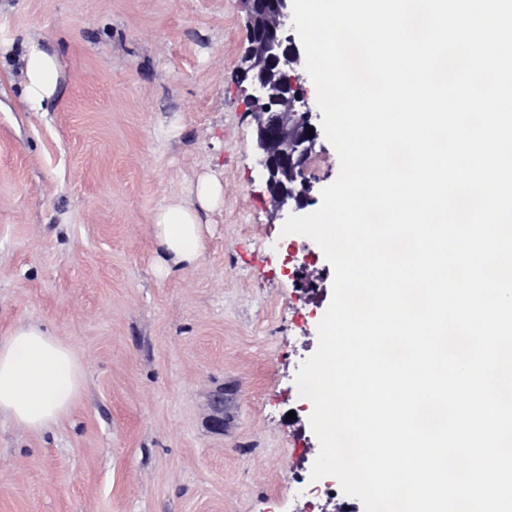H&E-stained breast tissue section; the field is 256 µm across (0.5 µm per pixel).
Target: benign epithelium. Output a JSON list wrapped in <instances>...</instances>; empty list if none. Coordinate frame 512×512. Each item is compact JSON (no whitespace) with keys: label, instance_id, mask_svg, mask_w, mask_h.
<instances>
[{"label":"benign epithelium","instance_id":"obj_1","mask_svg":"<svg viewBox=\"0 0 512 512\" xmlns=\"http://www.w3.org/2000/svg\"><path fill=\"white\" fill-rule=\"evenodd\" d=\"M248 42L242 58L258 107L252 112L260 164L278 215L305 209L312 201L309 164L317 136L307 130L312 108L302 86V60L285 36L288 0H246Z\"/></svg>","mask_w":512,"mask_h":512}]
</instances>
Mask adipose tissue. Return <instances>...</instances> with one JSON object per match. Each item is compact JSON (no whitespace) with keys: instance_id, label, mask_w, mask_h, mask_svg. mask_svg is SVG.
<instances>
[{"instance_id":"1","label":"adipose tissue","mask_w":512,"mask_h":512,"mask_svg":"<svg viewBox=\"0 0 512 512\" xmlns=\"http://www.w3.org/2000/svg\"><path fill=\"white\" fill-rule=\"evenodd\" d=\"M21 61L26 81L25 99L43 108L58 86L55 56L31 45ZM192 204L170 203L154 217L160 272L194 265L203 252L200 213L220 204L221 183L203 179L194 189ZM83 372L76 351L39 322L16 324L0 337V418L31 431L56 426L70 412L81 394Z\"/></svg>"}]
</instances>
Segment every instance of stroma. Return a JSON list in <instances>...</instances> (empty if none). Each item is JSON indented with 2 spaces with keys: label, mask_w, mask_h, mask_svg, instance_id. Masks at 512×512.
Returning <instances> with one entry per match:
<instances>
[{
  "label": "stroma",
  "mask_w": 512,
  "mask_h": 512,
  "mask_svg": "<svg viewBox=\"0 0 512 512\" xmlns=\"http://www.w3.org/2000/svg\"><path fill=\"white\" fill-rule=\"evenodd\" d=\"M247 36L243 0H0V336L44 323L84 376L51 431L0 421V512H333L293 486L320 444L289 415L332 288L288 276ZM33 41L59 64L44 110ZM309 171L316 198L339 175L326 135ZM203 176L224 188L203 253L157 275L154 215ZM21 61L26 77L24 97L34 107L42 109L57 91V60L34 43L22 55Z\"/></svg>",
  "instance_id": "1"
}]
</instances>
